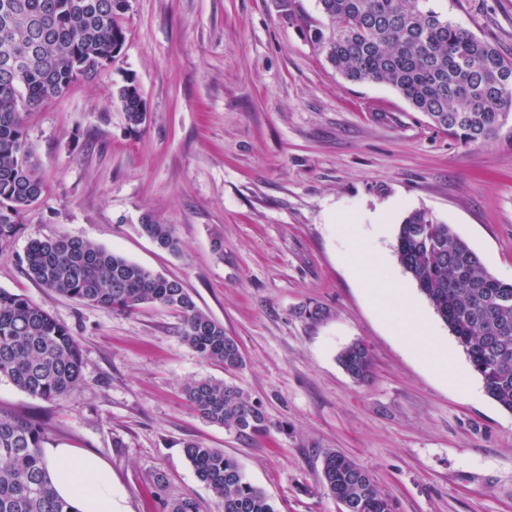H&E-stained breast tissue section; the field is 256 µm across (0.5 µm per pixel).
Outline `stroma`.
I'll return each instance as SVG.
<instances>
[{"label": "stroma", "mask_w": 512, "mask_h": 512, "mask_svg": "<svg viewBox=\"0 0 512 512\" xmlns=\"http://www.w3.org/2000/svg\"><path fill=\"white\" fill-rule=\"evenodd\" d=\"M439 7L512 57V0ZM125 24L111 66L27 114L45 193L0 249V289L71 329L83 384L46 402L4 379L0 411L41 421L54 446L101 456L128 512H163L164 494L222 512L185 455L190 442L236 459L277 512H339L322 480L329 451L369 471L396 512H512V413L463 392L482 380L394 251L403 217L424 209L511 283L512 137L463 145L391 85L346 81L280 0H130ZM128 76L147 109L136 132L115 96ZM382 212L390 225L379 236ZM146 214L172 226L179 254L141 232ZM57 235L180 280L238 342L244 368L202 359L175 310L120 313L38 286L26 246ZM363 238L374 264L362 277L351 262ZM385 276L453 352L448 377L405 345L399 309L373 307ZM356 341L372 352L363 384L338 363ZM199 379L239 387L274 430L241 438L201 418L184 394Z\"/></svg>", "instance_id": "1"}]
</instances>
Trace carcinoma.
Masks as SVG:
<instances>
[{
  "mask_svg": "<svg viewBox=\"0 0 512 512\" xmlns=\"http://www.w3.org/2000/svg\"><path fill=\"white\" fill-rule=\"evenodd\" d=\"M314 19L282 0L299 27L347 80L385 82L418 112L464 145L483 144L512 121V58L448 21L435 0H319ZM130 0H0V248L18 233L23 214L44 195V172L28 140L25 114L81 80L96 78L122 51ZM128 127L146 121L135 79L116 88ZM140 227L160 248L180 252L172 226L146 214ZM398 260L448 325L485 392L512 412V283L482 266L450 227L426 210L398 225ZM26 271L40 287L86 305L132 312L145 304L179 311L183 339L203 359L237 371L245 361L224 325L202 312L176 279H168L87 239H32ZM357 383L372 373L368 346L355 341L339 356ZM82 352L69 327L22 295L0 290V379L44 401L76 394ZM204 419L239 436L270 432L263 410L236 386L203 379L185 388ZM38 421L0 413V512H77L56 498ZM185 454L223 512H277L265 492L218 448L190 443ZM323 480L352 512H395L393 498L353 460L328 452ZM164 512H199L189 496L163 499Z\"/></svg>",
  "mask_w": 512,
  "mask_h": 512,
  "instance_id": "carcinoma-1",
  "label": "carcinoma"
}]
</instances>
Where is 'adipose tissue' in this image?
Instances as JSON below:
<instances>
[{"label":"adipose tissue","instance_id":"obj_1","mask_svg":"<svg viewBox=\"0 0 512 512\" xmlns=\"http://www.w3.org/2000/svg\"><path fill=\"white\" fill-rule=\"evenodd\" d=\"M42 455L55 494L76 512H125L112 473L98 455L48 444Z\"/></svg>","mask_w":512,"mask_h":512}]
</instances>
